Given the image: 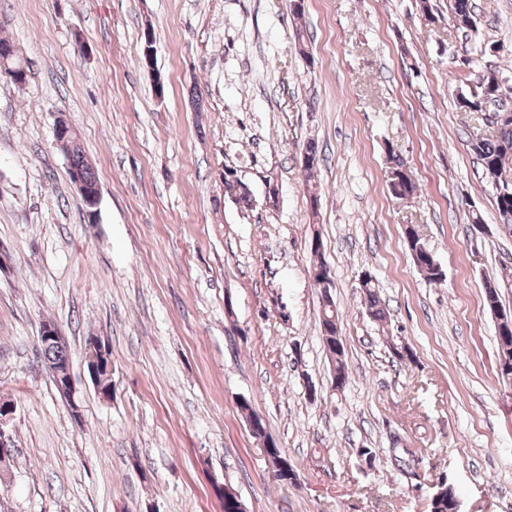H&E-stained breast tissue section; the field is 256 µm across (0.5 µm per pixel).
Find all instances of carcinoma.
<instances>
[{
  "label": "carcinoma",
  "mask_w": 512,
  "mask_h": 512,
  "mask_svg": "<svg viewBox=\"0 0 512 512\" xmlns=\"http://www.w3.org/2000/svg\"><path fill=\"white\" fill-rule=\"evenodd\" d=\"M451 18L456 29L469 34L476 32L470 0H451ZM478 92L469 96L461 95L458 98L459 108L465 112L481 113L487 106L497 107V113L505 111L511 117L493 124L495 130L489 136L475 134L471 136L467 145L482 166V174L486 182L493 187L496 195V205L499 212L500 223L505 227H512V197L503 196L496 184L504 180L512 182V169L505 168V161L512 158V109L501 106V102L512 93V87L496 69H487L477 76ZM67 159L69 166L83 173L86 181L94 185L98 183L97 175L92 165L86 159L79 141L71 143ZM409 248L417 251L420 261L424 264L425 278L432 282L436 280L432 263L427 261L424 253L428 252L426 244L420 237L409 239ZM363 295L367 301L369 313L376 319L385 317L384 309L380 308V300L371 279L362 281ZM499 286L496 282L487 280L484 284L485 300L489 310L499 318L505 311L499 304ZM321 303L323 315L321 320V333L324 349L336 354V381L343 386L348 380V366L345 361L344 347L338 335L337 312L331 291L328 288L321 290ZM499 348V369L503 377L512 378V317L497 327Z\"/></svg>",
  "instance_id": "carcinoma-1"
}]
</instances>
